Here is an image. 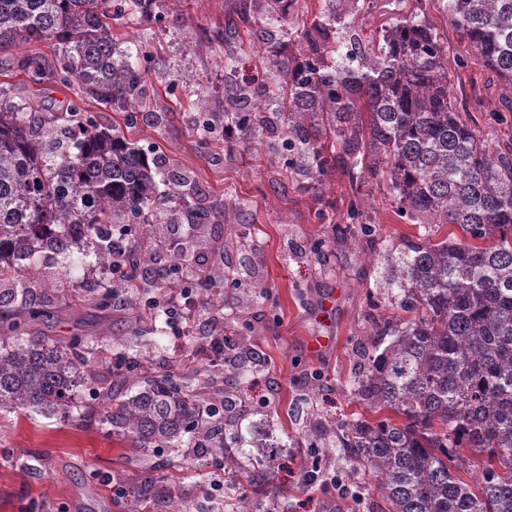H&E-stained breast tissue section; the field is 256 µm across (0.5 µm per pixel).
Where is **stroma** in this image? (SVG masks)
I'll use <instances>...</instances> for the list:
<instances>
[{"mask_svg":"<svg viewBox=\"0 0 512 512\" xmlns=\"http://www.w3.org/2000/svg\"><path fill=\"white\" fill-rule=\"evenodd\" d=\"M358 11L336 10L333 0H295L285 23L290 39L283 50L302 56L304 30L332 15L336 40L348 29L369 37L402 17L427 20L448 48L452 92L461 118L491 150L512 148V112L500 111L499 83L483 61L466 52L448 15V0H359ZM152 19L112 22L117 57L148 71L145 113L158 123H138L129 132L148 151L158 150L186 172L201 190L204 209L226 208L227 221L209 225L201 248L209 286L188 315V331L173 341L168 325L151 322L135 303L121 305L102 333L88 298L91 287L110 277L95 263L69 282L52 275L39 257L44 288L66 302L51 334L61 340L91 339L101 377L111 375L114 354L135 352L131 333L145 329L154 346L144 373L174 375L200 398L231 394L237 404L231 451L200 455L190 445L160 451L137 450L104 428L91 410L96 403L76 386L65 413L54 417L0 412V512H232L251 476L274 470L269 491H256L259 512H379L380 491L367 468H350L338 444L341 423L370 416L358 400L355 380L366 351L384 347L378 322L402 312L391 303L378 253L418 240L419 220L399 215L390 192L375 179L360 180L343 170L311 189L288 174L278 152L248 145L238 137L214 136L200 148L198 98L208 111L224 112V32L237 29L244 41L237 78L264 70L260 32L265 23L251 0H151ZM5 105L29 104L31 111L63 112L80 104L96 123L111 126V107L78 99L52 78L32 83L25 72L0 71ZM365 203L361 220L374 232H342L351 200ZM264 288L258 298L256 288ZM238 346L243 368L225 373L197 354L211 337ZM264 448L252 447L254 437ZM224 498L210 496L209 483L225 456ZM319 468L320 480L304 486L303 475ZM152 494H138L145 475ZM337 478L338 487L327 486Z\"/></svg>","mask_w":512,"mask_h":512,"instance_id":"obj_1","label":"stroma"}]
</instances>
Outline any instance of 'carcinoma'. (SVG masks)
<instances>
[{
  "label": "carcinoma",
  "mask_w": 512,
  "mask_h": 512,
  "mask_svg": "<svg viewBox=\"0 0 512 512\" xmlns=\"http://www.w3.org/2000/svg\"><path fill=\"white\" fill-rule=\"evenodd\" d=\"M146 0H0V53L53 41L56 82L75 81L85 96L137 123L145 72L113 58L108 19L133 11L148 20ZM293 0H253L268 25L288 17ZM461 41L497 77L512 112V0H448ZM336 17L305 33L299 59L268 34L270 69L254 86L224 84V128L245 142L279 145L285 165L310 187L343 166L386 183L399 208L462 237L422 242L380 255L388 286L415 315L383 323L391 337L370 353L357 381L360 400L377 413L343 424L339 441L384 492L381 512H512V158L494 156L456 111L447 55L430 25L385 28L353 54L324 62ZM43 79L36 59L4 63ZM200 189L181 169L150 155L117 126L101 128L86 112L29 120L0 108V408L45 415L68 409L81 383L101 401L99 423L135 448H175L184 439L207 453L229 430L199 431L200 404L168 376L135 391L100 383L95 350H77L44 332L58 299L32 272L42 254L60 258L68 279L94 245L97 263L124 265L93 289L90 309L112 316L120 296L139 300L162 283L142 270L140 237H154L158 216L185 219L192 238L209 218ZM141 363L121 353L112 376L139 381ZM484 456L480 474L461 475L464 454Z\"/></svg>",
  "instance_id": "obj_1"
}]
</instances>
